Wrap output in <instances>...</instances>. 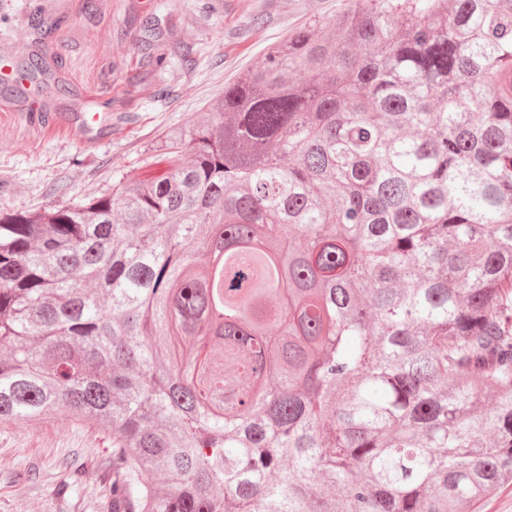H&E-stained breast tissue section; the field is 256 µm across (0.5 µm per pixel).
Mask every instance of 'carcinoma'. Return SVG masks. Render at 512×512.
<instances>
[{"instance_id": "carcinoma-1", "label": "carcinoma", "mask_w": 512, "mask_h": 512, "mask_svg": "<svg viewBox=\"0 0 512 512\" xmlns=\"http://www.w3.org/2000/svg\"><path fill=\"white\" fill-rule=\"evenodd\" d=\"M209 112L144 179L0 216V421L112 432V512L512 485V0H343Z\"/></svg>"}]
</instances>
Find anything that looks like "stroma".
<instances>
[{
    "instance_id": "1",
    "label": "stroma",
    "mask_w": 512,
    "mask_h": 512,
    "mask_svg": "<svg viewBox=\"0 0 512 512\" xmlns=\"http://www.w3.org/2000/svg\"><path fill=\"white\" fill-rule=\"evenodd\" d=\"M0 0V67L39 54L61 57L42 91L0 82V213L57 209L108 194L136 178L165 131L192 124L226 84L312 19L333 21L342 0ZM48 7L57 28L37 33L31 17ZM163 53V65L150 56ZM91 112L75 136L39 114ZM108 430L60 411L41 420L0 422V512H112L99 470ZM86 471L72 495L70 470ZM29 470L25 481L15 478Z\"/></svg>"
}]
</instances>
